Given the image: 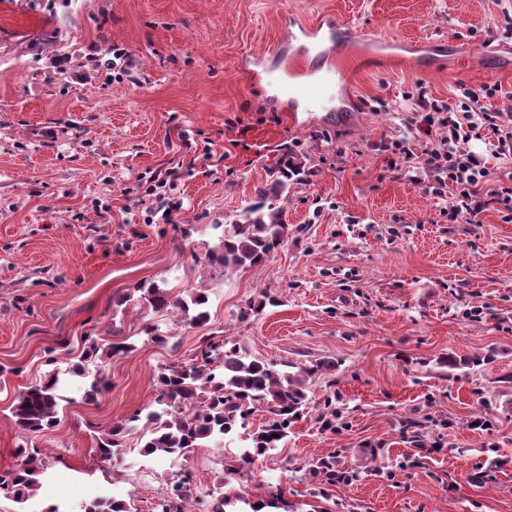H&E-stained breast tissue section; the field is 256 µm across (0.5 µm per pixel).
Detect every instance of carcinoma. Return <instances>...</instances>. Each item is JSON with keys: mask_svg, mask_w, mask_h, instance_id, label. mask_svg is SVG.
I'll list each match as a JSON object with an SVG mask.
<instances>
[{"mask_svg": "<svg viewBox=\"0 0 512 512\" xmlns=\"http://www.w3.org/2000/svg\"><path fill=\"white\" fill-rule=\"evenodd\" d=\"M304 175L303 167L288 158L271 170L269 187L259 190L258 202L244 208L242 221L224 228V237L207 252L208 263L223 267L226 273L262 265L281 244L288 229L285 210L278 205V198L288 181H300ZM137 291L141 292L138 301L156 313L176 309L182 322L191 327L208 320V294L204 292L189 291L187 297L174 299L168 290L155 285L139 287ZM131 349L124 341L112 342L104 350L94 344L86 357L90 359L102 352L110 359ZM288 367V371L280 370L274 362L244 355L232 341L214 342L206 337L200 343L196 362L169 365L156 375L154 404L157 408L144 415L133 414L98 438L99 458L112 460L124 447L131 424L142 419L147 434L144 454L180 457L203 443H219L232 437L246 428L254 409L264 405L270 414L267 424L249 435V443L240 448L241 466H249L255 457L284 445L292 424L309 404V385L317 378H328L336 369V360L323 357L309 364L290 363ZM58 385L59 377L50 374L16 398L12 415L25 434L38 433L56 421L60 406ZM18 457L17 467L9 473V479L0 482L10 483L16 501L25 502L42 488L44 464L36 450L22 448ZM312 468L323 483L336 485L335 458H319ZM194 484V472L182 470L157 503V512H190L188 504ZM233 500L239 503V512L254 509L253 501L245 494ZM233 500L216 499L212 512H226L225 507ZM84 512L130 510L122 501L100 499L85 507Z\"/></svg>", "mask_w": 512, "mask_h": 512, "instance_id": "1", "label": "carcinoma"}]
</instances>
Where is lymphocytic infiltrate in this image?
Segmentation results:
<instances>
[{
  "label": "lymphocytic infiltrate",
  "mask_w": 512,
  "mask_h": 512,
  "mask_svg": "<svg viewBox=\"0 0 512 512\" xmlns=\"http://www.w3.org/2000/svg\"><path fill=\"white\" fill-rule=\"evenodd\" d=\"M501 84L488 82L462 89L454 103L429 98L423 86L408 94L415 112L420 113L422 132L428 141L415 149L411 138L392 142L391 148L407 167L424 172L425 186L435 199H448L440 209L441 218L451 224H476L487 210L501 212L504 222H512V118L481 108V100L503 95ZM441 137H433V129ZM491 130L496 141L490 155L470 149L471 140L482 130Z\"/></svg>",
  "instance_id": "1"
}]
</instances>
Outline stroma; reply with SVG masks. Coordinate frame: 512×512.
I'll return each instance as SVG.
<instances>
[{"instance_id": "obj_1", "label": "stroma", "mask_w": 512, "mask_h": 512, "mask_svg": "<svg viewBox=\"0 0 512 512\" xmlns=\"http://www.w3.org/2000/svg\"><path fill=\"white\" fill-rule=\"evenodd\" d=\"M288 14L353 24L333 61L339 114L302 109L290 123L269 83L266 69L292 55ZM511 26L512 0H0V477L22 446L47 466L26 503L0 488V512H84L102 496L155 512L184 468L196 474L193 512L217 495L279 491L288 512H512V412L485 409L512 372V223L493 209L477 224L441 221L440 202L379 148L415 136L398 106L416 84L441 101L462 85L512 90ZM489 30L500 39L488 47ZM115 45L130 60L120 77L98 66ZM286 154L307 176L282 202L284 242L259 267L209 264ZM171 168L183 208L168 221L141 183ZM151 284L206 292L208 322L132 302L117 311ZM116 324L131 351L85 361ZM207 336L281 364L334 358V385L312 386L284 447L245 476L233 444L143 455L140 425L101 462L99 436L151 404L155 375L193 362ZM490 351L480 366L439 364ZM99 366L110 387L90 400ZM51 373L58 419L26 435L11 406ZM331 391L333 432L316 420ZM409 420L424 424L421 442ZM330 455L355 478L320 497L310 464Z\"/></svg>"}]
</instances>
